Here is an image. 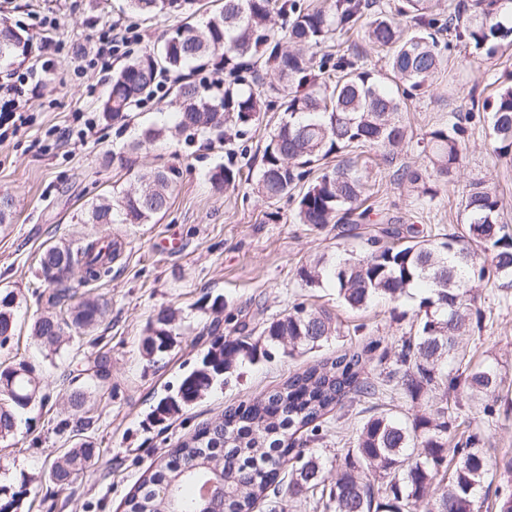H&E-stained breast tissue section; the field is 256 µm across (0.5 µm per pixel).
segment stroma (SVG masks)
<instances>
[{
	"mask_svg": "<svg viewBox=\"0 0 512 512\" xmlns=\"http://www.w3.org/2000/svg\"><path fill=\"white\" fill-rule=\"evenodd\" d=\"M220 6V0H195L185 13L149 18L131 12L126 0H0V21L34 37L25 62L0 67V84L10 82L14 70L33 73L23 95L31 121L0 141V196L14 201L9 222L0 224V290L13 292L17 302L15 333L0 347V368L23 360L40 380L39 401L19 414L14 434L0 438V497L16 498L17 512H124L127 495L150 466L203 424L218 420L225 408L279 387L290 373L375 340L397 354L412 321L395 320L391 303L355 312L332 286L308 288L297 276L299 267L318 257L360 249L363 237L380 232L385 217L443 237L463 224L462 195L481 179L503 195L500 221L512 231V154L495 152L489 112L471 110L472 99L492 98L512 77V48L489 61L477 60L458 43L442 48L437 81L407 104L408 138L401 154L390 163L377 150L359 158L374 195L368 223L353 231L342 224L318 230L296 223L294 203H263L248 183L221 192L213 188L209 175L217 167L258 171L267 135L282 118L271 95L262 97L257 124L225 142L176 131L170 93L145 101L128 125L104 117L101 104L112 75L89 67L90 34L113 23L142 35L130 54L113 58L117 69L152 49L162 31L186 22L201 25ZM462 114L467 150L453 182L431 183L429 193H422L402 171L424 170L421 138ZM88 118L96 122L91 137L62 139L64 129L80 128ZM149 127L167 128V139L143 146L131 154V169L120 168L113 152ZM160 166L179 171L164 214L147 224L84 223L90 205L116 203L134 188V172ZM105 235L122 238L120 256L97 279L84 280L78 269L70 278L76 299L91 297L105 306L103 318L86 332L65 333L59 347L41 344L33 323L51 310L50 290L38 274L42 250ZM472 288L484 317L466 343L474 361L498 363L506 373L497 416L479 423L487 457L499 461L512 457V287L484 280ZM218 297L224 307H214ZM298 302L328 309L342 338L244 364L239 377L214 386L195 404L163 421L153 419L159 400L198 365L212 330L226 333L236 321L279 318ZM163 308L177 312L176 336L170 350L150 358L142 339ZM98 358L108 373L102 382L94 375ZM77 390L85 394L79 408L70 400ZM438 400L431 392L413 401L387 384L375 402L378 410L409 420ZM364 419L358 403L344 401L327 414L313 452L334 465L353 446ZM83 444L95 448L93 461L70 484L57 485L54 463Z\"/></svg>",
	"mask_w": 512,
	"mask_h": 512,
	"instance_id": "obj_1",
	"label": "stroma"
}]
</instances>
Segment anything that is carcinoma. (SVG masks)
Wrapping results in <instances>:
<instances>
[{
	"mask_svg": "<svg viewBox=\"0 0 512 512\" xmlns=\"http://www.w3.org/2000/svg\"><path fill=\"white\" fill-rule=\"evenodd\" d=\"M194 0H129L140 14H169ZM435 0H401L396 12L378 0H331L327 6L304 8L297 0H224L222 9L207 17L204 32L179 25L161 37L154 51L129 61L112 76L102 112L114 123L130 119L141 97L153 90L163 72L183 73L210 67L232 77L224 94L212 97L192 81L177 91V122L182 130L227 135L233 126L243 131L259 121L260 91L236 82L239 70L256 74L271 70L278 85L270 86L288 119L269 133L253 190L266 203L296 198L300 224H365L362 205L372 195L358 167L359 153L377 148L393 155L403 146L407 131L399 120L405 100L424 94L441 68L439 35L492 60L502 44L512 42V0H462L446 24L433 17ZM282 18L281 32L268 26L272 14ZM388 51L387 87L371 69L358 63L349 50H337L332 69L306 52L350 33ZM33 38L24 29L0 22V65L24 62ZM491 112L495 152H512V85L482 103ZM465 127L454 122L430 130L422 138L433 173L453 181L465 144ZM339 158L332 168L320 161ZM218 189L234 188L243 172L220 166L210 175ZM136 188L117 207L94 205L87 224H146L168 209L177 186V170H141ZM463 233L437 241L408 227L370 236L362 251L346 250L331 267L318 260L297 270L299 280L312 288L325 280L336 286L341 302L353 311L366 309L377 298L399 302L418 300L412 312L416 334L402 339L395 368L386 378L417 401L428 391L443 390L442 399L428 412L404 421L384 411L366 419L356 446L347 450L336 475L304 447L318 437L321 419L346 397L369 398L377 387L363 376V353L346 350L320 366L293 374L279 389L248 405L224 412V418L180 442L167 458L143 477L127 496L125 512H198L200 483L211 476L198 467L209 460L224 472L227 493L210 505L211 512H255L259 504L281 496L298 497L317 489L327 493L333 512H480L481 492L490 471L501 466L512 475V458L492 463L484 451L482 433L467 425L453 448L448 432L455 418L448 396L462 392L482 401L484 418L497 412L496 392L504 383L497 364L470 367L465 337L480 328L471 280L494 279L512 286V234L499 223L503 198L483 181L471 183L462 199ZM116 239H95L76 248L51 246L39 257L41 271L56 266L85 268L90 278L120 255ZM68 277L51 284L49 301L70 298ZM15 296L0 294V346L15 330ZM102 314L95 300L81 302L71 322L47 315L35 321L33 334L45 345L59 343L64 327L85 329ZM175 314L163 310L147 328V356L173 344ZM215 338L200 366L184 375L177 390L162 398L154 416L163 419L195 403L216 383H224L239 364L270 358L283 343L304 352L320 348L341 335L331 313L296 303L287 315L263 322L257 339L243 335ZM39 380L32 366L20 363L0 370V437L14 434L16 413L37 398ZM94 455L87 444L74 448L57 463L54 479L61 485Z\"/></svg>",
	"mask_w": 512,
	"mask_h": 512,
	"instance_id": "cac0c4a2",
	"label": "carcinoma"
}]
</instances>
